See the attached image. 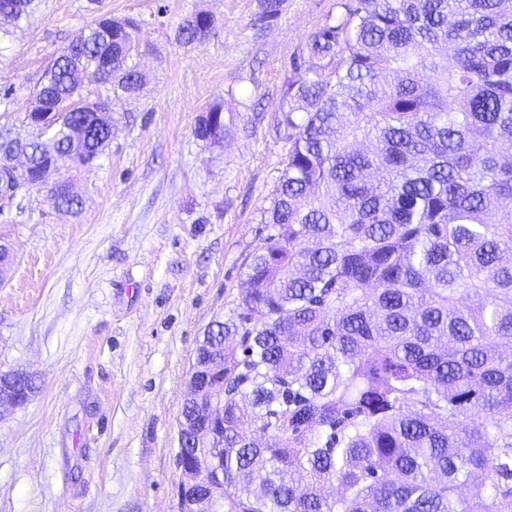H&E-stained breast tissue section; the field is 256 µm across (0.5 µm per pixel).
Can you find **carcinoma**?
I'll return each instance as SVG.
<instances>
[{
	"label": "carcinoma",
	"mask_w": 512,
	"mask_h": 512,
	"mask_svg": "<svg viewBox=\"0 0 512 512\" xmlns=\"http://www.w3.org/2000/svg\"><path fill=\"white\" fill-rule=\"evenodd\" d=\"M37 2L0 0V42ZM282 4L259 0V20ZM203 16L175 40L204 44ZM306 51L243 312L195 351H224V446L178 454L224 466L223 512H512V0H354ZM139 54L130 18L81 29L33 92L57 123L0 128V157L28 161L0 179L99 159L73 113L135 95ZM195 135L224 138L223 106Z\"/></svg>",
	"instance_id": "cac0c4a2"
}]
</instances>
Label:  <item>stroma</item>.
I'll list each match as a JSON object with an SVG mask.
<instances>
[{"instance_id": "35a3bbf8", "label": "stroma", "mask_w": 512, "mask_h": 512, "mask_svg": "<svg viewBox=\"0 0 512 512\" xmlns=\"http://www.w3.org/2000/svg\"><path fill=\"white\" fill-rule=\"evenodd\" d=\"M348 0H41L0 43V126L27 134L30 93L56 54L100 15L141 22L149 80L117 103L94 165L58 179L81 195L59 214L43 189L0 206L12 264L0 278V374L35 390L0 413V512H180L177 417L194 351L240 312L245 262L283 168L277 105L290 58ZM211 14L207 41L180 21ZM224 107V139L195 129ZM203 16L209 17L207 13L202 11L186 16L175 31V40L182 44H204L210 32L203 24Z\"/></svg>"}]
</instances>
